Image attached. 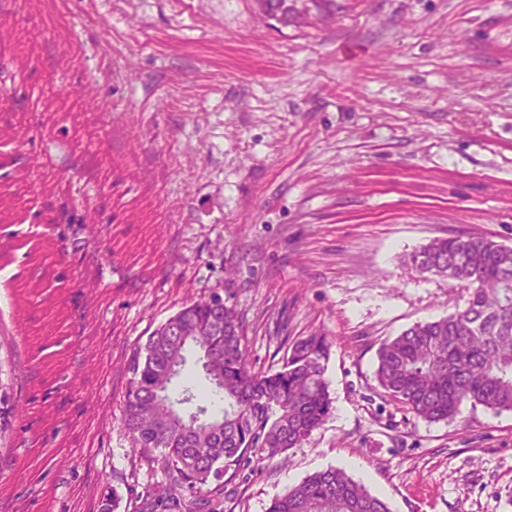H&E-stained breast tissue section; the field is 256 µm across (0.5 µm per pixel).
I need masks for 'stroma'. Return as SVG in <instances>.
I'll use <instances>...</instances> for the list:
<instances>
[{
	"label": "stroma",
	"instance_id": "stroma-1",
	"mask_svg": "<svg viewBox=\"0 0 512 512\" xmlns=\"http://www.w3.org/2000/svg\"><path fill=\"white\" fill-rule=\"evenodd\" d=\"M512 246V0H0V512H151L122 424L139 346L190 300L243 315L255 370L332 341L333 408L213 496L268 512L339 467L390 512H512V412L429 422L376 352L454 312L401 259Z\"/></svg>",
	"mask_w": 512,
	"mask_h": 512
}]
</instances>
